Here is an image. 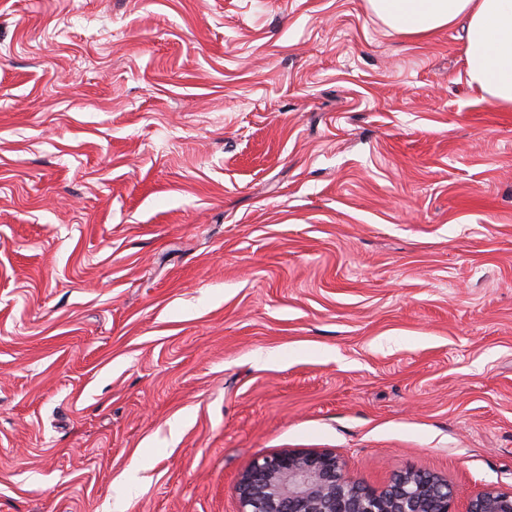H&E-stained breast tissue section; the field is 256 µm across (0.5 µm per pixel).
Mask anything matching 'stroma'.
<instances>
[{
    "instance_id": "1",
    "label": "stroma",
    "mask_w": 512,
    "mask_h": 512,
    "mask_svg": "<svg viewBox=\"0 0 512 512\" xmlns=\"http://www.w3.org/2000/svg\"><path fill=\"white\" fill-rule=\"evenodd\" d=\"M367 0H0V512H239L336 454L512 492V108Z\"/></svg>"
}]
</instances>
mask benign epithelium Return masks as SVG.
<instances>
[{"mask_svg": "<svg viewBox=\"0 0 512 512\" xmlns=\"http://www.w3.org/2000/svg\"><path fill=\"white\" fill-rule=\"evenodd\" d=\"M240 512H454L448 483L407 469L381 490L348 478L336 454L259 457L237 483ZM464 512H512V493L486 489Z\"/></svg>", "mask_w": 512, "mask_h": 512, "instance_id": "1", "label": "benign epithelium"}]
</instances>
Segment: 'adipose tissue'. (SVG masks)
Masks as SVG:
<instances>
[{
  "instance_id": "1",
  "label": "adipose tissue",
  "mask_w": 512,
  "mask_h": 512,
  "mask_svg": "<svg viewBox=\"0 0 512 512\" xmlns=\"http://www.w3.org/2000/svg\"><path fill=\"white\" fill-rule=\"evenodd\" d=\"M393 33L421 35L466 18L465 75L471 88L512 107V0H368Z\"/></svg>"
}]
</instances>
